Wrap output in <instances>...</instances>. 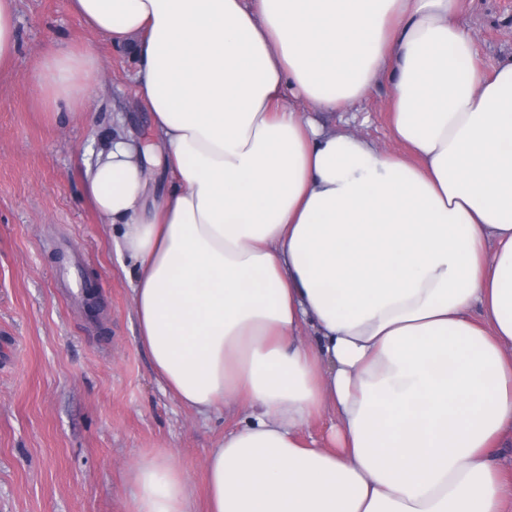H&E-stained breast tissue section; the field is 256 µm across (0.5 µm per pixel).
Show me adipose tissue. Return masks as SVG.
Here are the masks:
<instances>
[{
  "mask_svg": "<svg viewBox=\"0 0 512 512\" xmlns=\"http://www.w3.org/2000/svg\"><path fill=\"white\" fill-rule=\"evenodd\" d=\"M467 0H67L131 46L153 141L112 116L84 191L130 263L164 392L241 408L208 512H506L512 438V60ZM97 61L48 49L44 102L83 112ZM391 85L401 152L304 117ZM329 417L326 440L306 434ZM132 512H193L170 456ZM470 31L478 62L489 72L512 57V0H474L459 18Z\"/></svg>",
  "mask_w": 512,
  "mask_h": 512,
  "instance_id": "1",
  "label": "adipose tissue"
}]
</instances>
